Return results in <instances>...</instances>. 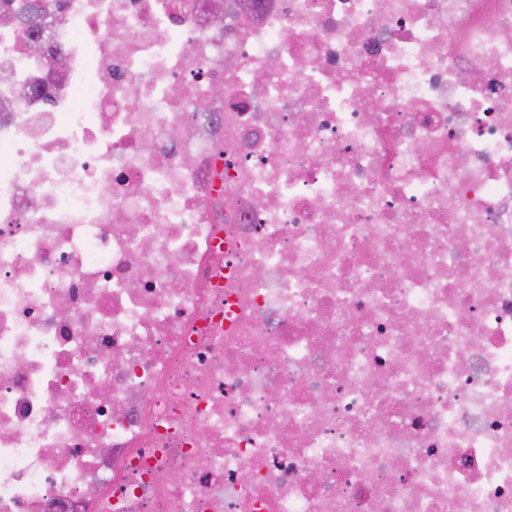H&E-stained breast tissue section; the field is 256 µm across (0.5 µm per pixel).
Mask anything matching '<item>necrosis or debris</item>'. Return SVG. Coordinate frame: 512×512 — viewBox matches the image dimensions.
Segmentation results:
<instances>
[{
	"mask_svg": "<svg viewBox=\"0 0 512 512\" xmlns=\"http://www.w3.org/2000/svg\"><path fill=\"white\" fill-rule=\"evenodd\" d=\"M26 4L0 512H512V0Z\"/></svg>",
	"mask_w": 512,
	"mask_h": 512,
	"instance_id": "4bbe7bcc",
	"label": "necrosis or debris"
}]
</instances>
